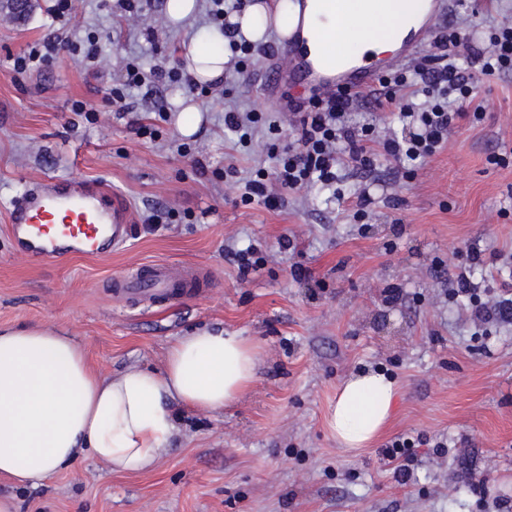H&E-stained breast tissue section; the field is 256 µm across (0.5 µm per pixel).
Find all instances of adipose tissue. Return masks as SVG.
<instances>
[{
    "mask_svg": "<svg viewBox=\"0 0 512 512\" xmlns=\"http://www.w3.org/2000/svg\"><path fill=\"white\" fill-rule=\"evenodd\" d=\"M425 12V0H356L340 18L329 0H251L231 24L249 41L267 28L287 36L303 22L310 55L326 42H346L359 31L358 54L397 52L404 35ZM225 36L204 30L182 54L198 84L224 77ZM257 345L237 333L199 329L171 342L160 367L132 366L101 375L84 344L45 325L0 328V477L36 489L58 470L84 456L110 472L152 469L175 432L174 407L219 412L253 384ZM398 389L380 371L349 375L339 386L328 416L338 444L369 447L389 425Z\"/></svg>",
    "mask_w": 512,
    "mask_h": 512,
    "instance_id": "adipose-tissue-1",
    "label": "adipose tissue"
}]
</instances>
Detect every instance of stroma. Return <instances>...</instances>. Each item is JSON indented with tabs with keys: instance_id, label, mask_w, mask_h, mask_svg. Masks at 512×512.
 I'll use <instances>...</instances> for the list:
<instances>
[{
	"instance_id": "obj_1",
	"label": "stroma",
	"mask_w": 512,
	"mask_h": 512,
	"mask_svg": "<svg viewBox=\"0 0 512 512\" xmlns=\"http://www.w3.org/2000/svg\"><path fill=\"white\" fill-rule=\"evenodd\" d=\"M166 0H148L133 20L118 0H81L67 19L52 0L27 15L0 12V326L41 324L86 347L100 374L158 366L169 343L199 327L246 336L260 350L253 386L216 413H181L167 453L151 470L113 474L93 459L31 491L0 481L19 512H512V322L477 319L448 290L471 252L482 302L512 298V71L478 78L447 142L416 172L376 156L372 167H337L334 187L314 185L275 205L243 203L245 181L272 167L273 142L296 135L279 108L273 76L285 62L268 30L261 51L224 93L152 84L165 117L133 102L116 111L112 91L125 66L173 65L206 14L172 25ZM512 24V0H439L435 29L482 34ZM95 33L108 67L60 52L38 70L13 57L58 35ZM199 103L197 132L183 136V97ZM375 86L354 90L352 118L382 139L401 132L399 100L378 104ZM276 120L278 139L258 131L252 148L224 128L227 111ZM155 126L154 137L136 135ZM188 143L191 155L178 148ZM65 177L99 181L133 215V235L111 255L47 265L16 251L7 214L27 186ZM367 196L365 217L354 215ZM176 213L163 224L142 216ZM259 268L240 277L235 255ZM162 263L196 273L178 298L114 296L113 277ZM398 299H391V289ZM373 368L398 388L393 419L370 448L343 450L327 423L350 373ZM411 438L409 482L382 450Z\"/></svg>"
}]
</instances>
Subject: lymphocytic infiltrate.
I'll return each instance as SVG.
<instances>
[{"label": "lymphocytic infiltrate", "mask_w": 512, "mask_h": 512, "mask_svg": "<svg viewBox=\"0 0 512 512\" xmlns=\"http://www.w3.org/2000/svg\"><path fill=\"white\" fill-rule=\"evenodd\" d=\"M461 44L455 29L441 33L436 42L438 55L417 71L425 100L398 112L404 134L382 141L385 155L421 162L436 152L457 120L463 118L462 104L472 98L475 82L467 69L455 63ZM474 55L482 75L512 70V26H500L492 47L476 48ZM352 104V95L346 91L324 99L313 97L305 103L289 100L290 113L299 118L297 137L281 147L272 168L254 171L244 185V198L272 203L286 192L316 184L331 185L342 154L353 163L370 164L365 128L354 127L348 121Z\"/></svg>", "instance_id": "1"}]
</instances>
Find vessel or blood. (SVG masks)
<instances>
[{"mask_svg":"<svg viewBox=\"0 0 512 512\" xmlns=\"http://www.w3.org/2000/svg\"><path fill=\"white\" fill-rule=\"evenodd\" d=\"M305 38L295 33L283 40L281 51L291 59L290 68L275 77L279 86L306 79L334 84L335 88L373 84L380 68L362 59L337 75H329L305 53ZM8 229L20 253L43 262L60 255L100 257L126 241L132 231L131 213L124 200L103 185H70L59 179L51 185L31 190L8 213ZM174 278L167 266L149 265L135 273L114 279L117 294L145 296L149 290L172 289Z\"/></svg>","mask_w":512,"mask_h":512,"instance_id":"vessel-or-blood-1","label":"vessel or blood"}]
</instances>
